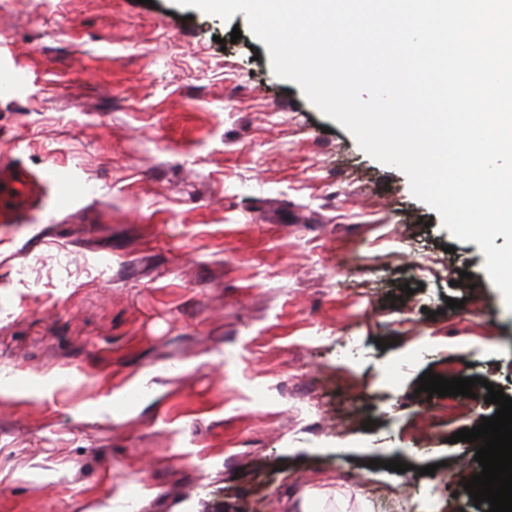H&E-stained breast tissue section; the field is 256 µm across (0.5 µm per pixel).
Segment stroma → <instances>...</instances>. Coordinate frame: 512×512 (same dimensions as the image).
I'll use <instances>...</instances> for the list:
<instances>
[{
  "mask_svg": "<svg viewBox=\"0 0 512 512\" xmlns=\"http://www.w3.org/2000/svg\"><path fill=\"white\" fill-rule=\"evenodd\" d=\"M2 159L54 183L0 224V512H284L309 488L488 512L450 440L496 413L487 385L512 397L486 258L244 13L0 0ZM452 365L482 380L455 415L418 389Z\"/></svg>",
  "mask_w": 512,
  "mask_h": 512,
  "instance_id": "obj_1",
  "label": "stroma"
}]
</instances>
